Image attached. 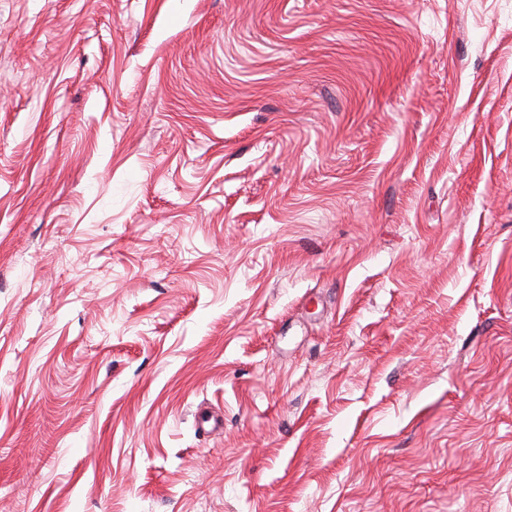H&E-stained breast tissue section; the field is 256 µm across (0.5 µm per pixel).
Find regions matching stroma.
I'll return each instance as SVG.
<instances>
[{"mask_svg":"<svg viewBox=\"0 0 512 512\" xmlns=\"http://www.w3.org/2000/svg\"><path fill=\"white\" fill-rule=\"evenodd\" d=\"M0 512H512V0H0Z\"/></svg>","mask_w":512,"mask_h":512,"instance_id":"35a3bbf8","label":"stroma"}]
</instances>
